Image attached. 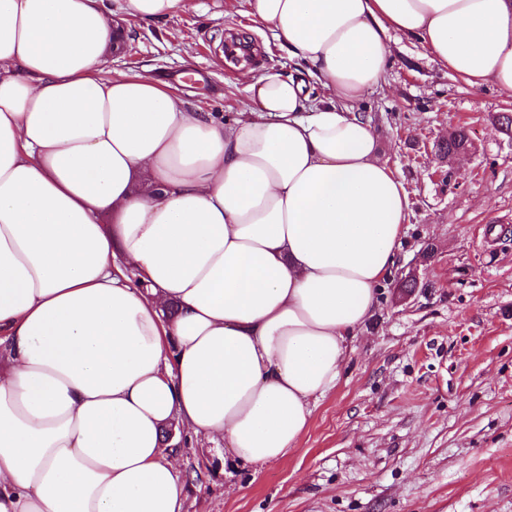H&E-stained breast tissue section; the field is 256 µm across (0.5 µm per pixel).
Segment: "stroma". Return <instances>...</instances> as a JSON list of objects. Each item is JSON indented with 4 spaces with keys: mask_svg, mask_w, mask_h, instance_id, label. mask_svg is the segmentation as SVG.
<instances>
[{
    "mask_svg": "<svg viewBox=\"0 0 512 512\" xmlns=\"http://www.w3.org/2000/svg\"><path fill=\"white\" fill-rule=\"evenodd\" d=\"M111 17L127 30L113 74L150 75L228 124L253 107L244 73L300 68L246 0H190L148 22L112 0ZM232 32L257 46L248 70L226 65ZM392 51L361 108L410 194L397 265L287 457L244 468L203 438L182 448L185 512H512V138L493 121L512 101L416 39L393 35ZM460 123L477 151L444 164L433 145ZM408 272L419 283L403 296Z\"/></svg>",
    "mask_w": 512,
    "mask_h": 512,
    "instance_id": "1",
    "label": "stroma"
}]
</instances>
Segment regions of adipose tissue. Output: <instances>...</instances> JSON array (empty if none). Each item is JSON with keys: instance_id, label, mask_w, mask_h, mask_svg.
Instances as JSON below:
<instances>
[{"instance_id": "adipose-tissue-1", "label": "adipose tissue", "mask_w": 512, "mask_h": 512, "mask_svg": "<svg viewBox=\"0 0 512 512\" xmlns=\"http://www.w3.org/2000/svg\"><path fill=\"white\" fill-rule=\"evenodd\" d=\"M246 3L305 72L227 126L113 76L105 0H0V512H184L172 421L287 457L405 233L359 109L391 35L512 96V0Z\"/></svg>"}]
</instances>
